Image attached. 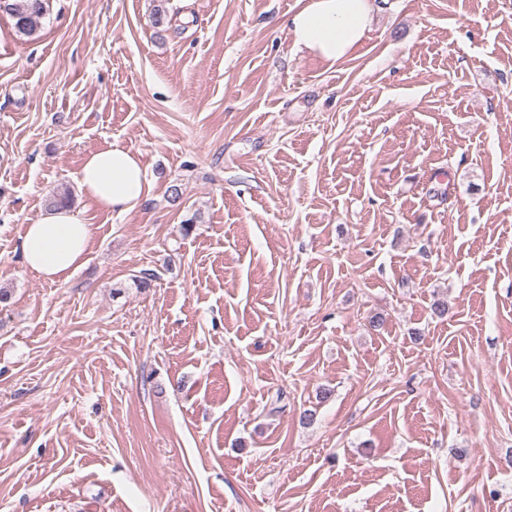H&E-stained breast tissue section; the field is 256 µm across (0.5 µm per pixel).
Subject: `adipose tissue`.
<instances>
[{
	"label": "adipose tissue",
	"mask_w": 512,
	"mask_h": 512,
	"mask_svg": "<svg viewBox=\"0 0 512 512\" xmlns=\"http://www.w3.org/2000/svg\"><path fill=\"white\" fill-rule=\"evenodd\" d=\"M370 19V0H300L288 28L296 47L335 63L360 46ZM78 183L91 204L116 215L146 201L152 190L139 155L117 144L88 154ZM95 231V225L81 212L68 208L47 211L37 223L25 227L21 241L24 264L44 281L67 280L85 263Z\"/></svg>",
	"instance_id": "obj_1"
}]
</instances>
